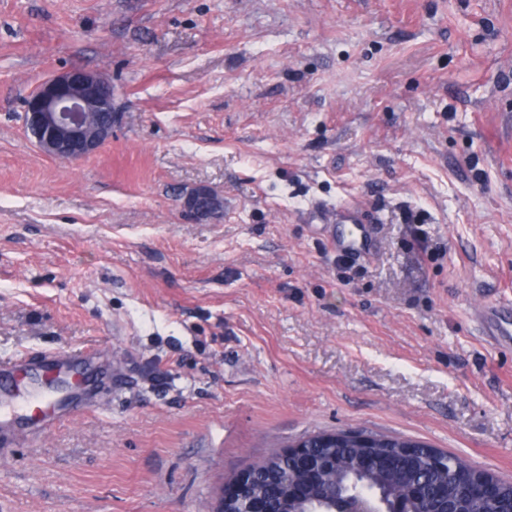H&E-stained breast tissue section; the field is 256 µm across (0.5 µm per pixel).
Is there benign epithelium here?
I'll return each mask as SVG.
<instances>
[{"instance_id": "7a95c632", "label": "benign epithelium", "mask_w": 512, "mask_h": 512, "mask_svg": "<svg viewBox=\"0 0 512 512\" xmlns=\"http://www.w3.org/2000/svg\"><path fill=\"white\" fill-rule=\"evenodd\" d=\"M24 118L28 131L44 154L67 163L81 161L97 153L112 137V90L97 74L72 69L54 75L37 85L24 100ZM210 196V189L198 187L184 198V207L199 218L214 211L202 205ZM295 459L304 480L315 475V462L304 454L301 447L288 449ZM457 500L447 512H467L466 504L473 498H491L497 484L456 479ZM250 485L243 472L224 486L216 512H224V502L237 501Z\"/></svg>"}]
</instances>
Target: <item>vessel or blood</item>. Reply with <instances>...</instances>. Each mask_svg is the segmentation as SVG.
Here are the masks:
<instances>
[{
	"label": "vessel or blood",
	"instance_id": "obj_1",
	"mask_svg": "<svg viewBox=\"0 0 512 512\" xmlns=\"http://www.w3.org/2000/svg\"><path fill=\"white\" fill-rule=\"evenodd\" d=\"M363 209L350 203L338 207L336 222L342 230L333 235L337 253L365 255L369 226ZM492 317L491 339L498 345H512V318L499 306L476 308L477 320ZM104 351L91 347L80 352L51 351L37 356L21 354L0 361V438L39 435L57 421L89 404L88 395L98 378L95 363Z\"/></svg>",
	"mask_w": 512,
	"mask_h": 512
}]
</instances>
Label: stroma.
<instances>
[{"label":"stroma","mask_w":512,"mask_h":512,"mask_svg":"<svg viewBox=\"0 0 512 512\" xmlns=\"http://www.w3.org/2000/svg\"><path fill=\"white\" fill-rule=\"evenodd\" d=\"M112 86L78 164L23 123ZM206 186L219 217L184 195ZM376 217L340 261L323 208ZM512 0H0V360L107 348L99 402L0 454V512H215L319 431L512 480ZM28 131L44 154L67 163L97 153L112 137V90L97 74L72 69L37 85L24 100ZM93 113L98 119L91 126ZM210 196V189L198 187L190 191L184 198V207L198 218L208 217L214 214V211L202 205V201ZM490 314L493 318V329L487 334L496 344L501 346L512 345V320L509 317L501 315L498 305L479 306L475 309V317L478 321H483ZM249 485L250 480L246 472L240 473L237 478L231 481L230 485H225L220 493L216 512H225L224 501H237L239 497L244 495Z\"/></svg>","instance_id":"obj_1"}]
</instances>
